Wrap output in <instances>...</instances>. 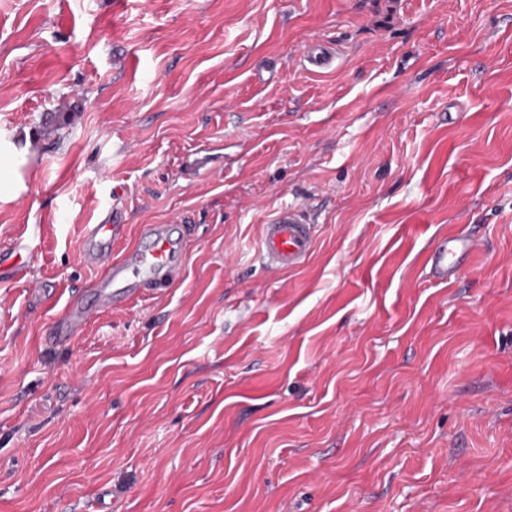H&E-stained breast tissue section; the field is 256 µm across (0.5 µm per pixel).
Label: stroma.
<instances>
[{
	"label": "stroma",
	"mask_w": 512,
	"mask_h": 512,
	"mask_svg": "<svg viewBox=\"0 0 512 512\" xmlns=\"http://www.w3.org/2000/svg\"><path fill=\"white\" fill-rule=\"evenodd\" d=\"M285 205L317 242L270 278ZM116 213L188 224L182 282L49 343ZM20 235L0 512H512V0H0ZM477 247L476 240L466 234L452 233L441 238L439 243L424 257L423 266L433 283L448 285L457 279L458 255L470 254ZM34 255L35 248L27 238H15L12 243L9 258L4 260L2 264L0 261V276L1 274H8L11 277L20 279L26 277ZM8 260H11V262L5 264Z\"/></svg>",
	"instance_id": "obj_1"
}]
</instances>
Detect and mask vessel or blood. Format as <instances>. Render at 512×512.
<instances>
[{"label": "vessel or blood", "instance_id": "b4317fda", "mask_svg": "<svg viewBox=\"0 0 512 512\" xmlns=\"http://www.w3.org/2000/svg\"><path fill=\"white\" fill-rule=\"evenodd\" d=\"M173 224H146L137 243L120 256H113L116 241L126 234L121 222L87 224L83 227L81 250L86 262L97 270L89 293L77 292L69 298L63 315L50 326V339L66 344L80 334L97 311L120 310L147 293L162 294L177 285L184 274L182 238ZM316 241L314 225L301 210L281 208L262 227L259 260L264 270L281 274L298 270L311 258ZM476 247L472 236L452 233L429 250L423 266L433 283L445 285L458 276L456 259ZM35 249L28 239H14L9 263H0V275L24 278L34 259Z\"/></svg>", "mask_w": 512, "mask_h": 512}]
</instances>
